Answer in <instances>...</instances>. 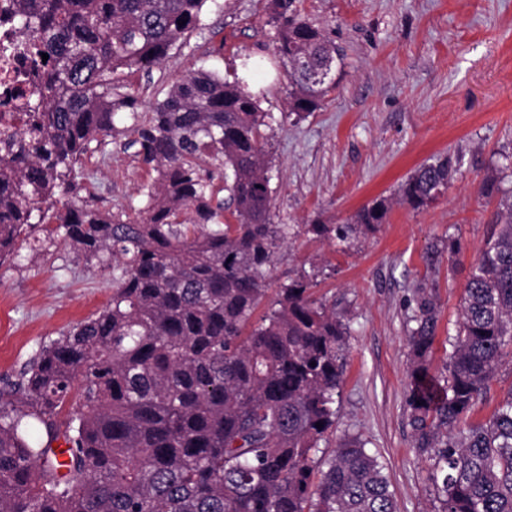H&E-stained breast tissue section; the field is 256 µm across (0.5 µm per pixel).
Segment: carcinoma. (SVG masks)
<instances>
[{
    "label": "carcinoma",
    "instance_id": "cac0c4a2",
    "mask_svg": "<svg viewBox=\"0 0 512 512\" xmlns=\"http://www.w3.org/2000/svg\"><path fill=\"white\" fill-rule=\"evenodd\" d=\"M206 2L11 0L25 65L43 77L10 93L18 111L0 114V260L43 203L69 193L76 165L118 115L129 113L137 155L157 178L134 218L69 200L53 214L77 256L115 261L121 274L109 305L43 347L15 384L19 397L0 405V512H397L366 440L341 438L315 460L336 418L348 327L314 297L313 275L267 299L289 234L272 222L267 113L244 80L209 69L183 75L142 115L121 91L124 71L160 65ZM272 22L288 113L314 112L336 85L311 79L332 71V40L296 0H272ZM451 173L446 157L419 166L400 200L426 206ZM387 212L375 200L346 224L304 233L345 242L376 231ZM494 227L439 377L430 372L439 310L433 291L414 293L407 403L440 512H512V391L490 419H474L512 348V195ZM60 438L77 449L64 472L51 455Z\"/></svg>",
    "mask_w": 512,
    "mask_h": 512
}]
</instances>
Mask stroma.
Returning <instances> with one entry per match:
<instances>
[{"label":"stroma","instance_id":"1","mask_svg":"<svg viewBox=\"0 0 512 512\" xmlns=\"http://www.w3.org/2000/svg\"><path fill=\"white\" fill-rule=\"evenodd\" d=\"M341 55L336 87L315 112H288V78L274 53L271 0H208L200 22L145 72L123 83L140 111L163 99L188 70L241 76L268 126L273 221L293 233L268 274L270 289L306 271L315 296L348 325L336 424L320 448L362 435L390 482L398 512H438L429 466L416 452L407 405L409 301L418 285L439 306L430 357L444 370L464 288L490 236L495 178L512 194V0H298ZM131 122L76 168L73 198L136 217L154 177L137 155ZM450 157L443 195L415 210L400 184L421 164ZM383 197L390 209L377 231L349 242L309 239L304 225L343 224ZM51 223L29 228L0 261V392L29 369L41 348L112 298V269L78 259Z\"/></svg>","mask_w":512,"mask_h":512}]
</instances>
